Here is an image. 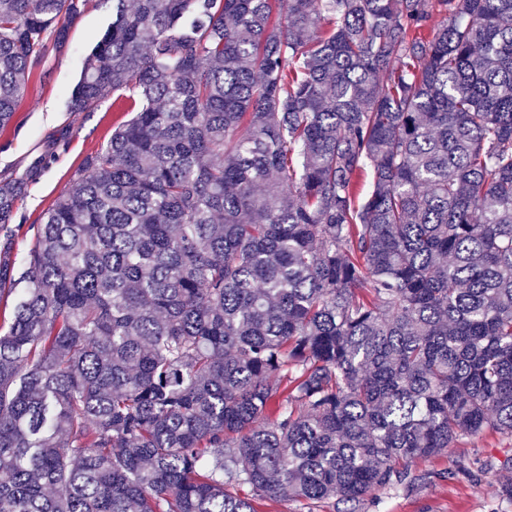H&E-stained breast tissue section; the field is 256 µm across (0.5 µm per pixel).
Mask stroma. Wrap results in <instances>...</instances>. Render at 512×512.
<instances>
[{
	"mask_svg": "<svg viewBox=\"0 0 512 512\" xmlns=\"http://www.w3.org/2000/svg\"><path fill=\"white\" fill-rule=\"evenodd\" d=\"M112 21V0H89L83 16L70 29L67 46L49 54L31 76L12 123L0 131V177L25 179V193L17 204L13 224L17 253L33 242L30 225L39 224L44 211L67 189L86 156L110 138L117 124L127 120L122 99L106 98L94 111L71 112L66 104L93 38ZM512 439L488 432L463 437L447 454L415 464L423 480L412 494H380L369 512H512V503L499 494L512 482ZM455 467L457 479L443 481L438 472ZM482 481H473V474Z\"/></svg>",
	"mask_w": 512,
	"mask_h": 512,
	"instance_id": "obj_1",
	"label": "stroma"
}]
</instances>
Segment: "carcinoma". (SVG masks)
Listing matches in <instances>:
<instances>
[{"label": "carcinoma", "mask_w": 512, "mask_h": 512, "mask_svg": "<svg viewBox=\"0 0 512 512\" xmlns=\"http://www.w3.org/2000/svg\"><path fill=\"white\" fill-rule=\"evenodd\" d=\"M87 4L0 0V130ZM116 92L20 261L0 177V512H368L512 437V0H113Z\"/></svg>", "instance_id": "cac0c4a2"}]
</instances>
